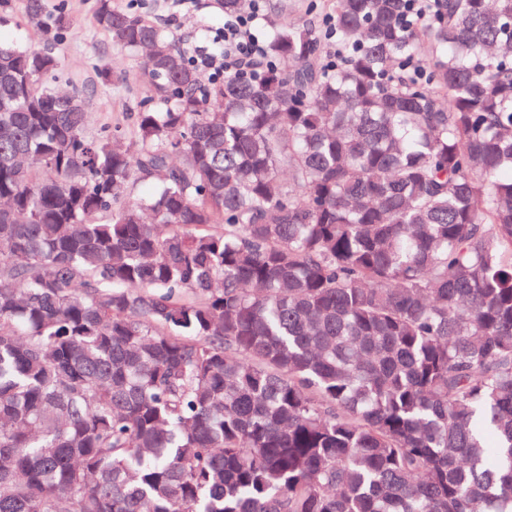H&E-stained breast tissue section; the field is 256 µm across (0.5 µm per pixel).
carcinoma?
Segmentation results:
<instances>
[{
  "label": "carcinoma",
  "instance_id": "carcinoma-1",
  "mask_svg": "<svg viewBox=\"0 0 512 512\" xmlns=\"http://www.w3.org/2000/svg\"><path fill=\"white\" fill-rule=\"evenodd\" d=\"M273 10L204 84L97 0L98 134L0 43V512H512V0H336L331 72Z\"/></svg>",
  "mask_w": 512,
  "mask_h": 512
}]
</instances>
